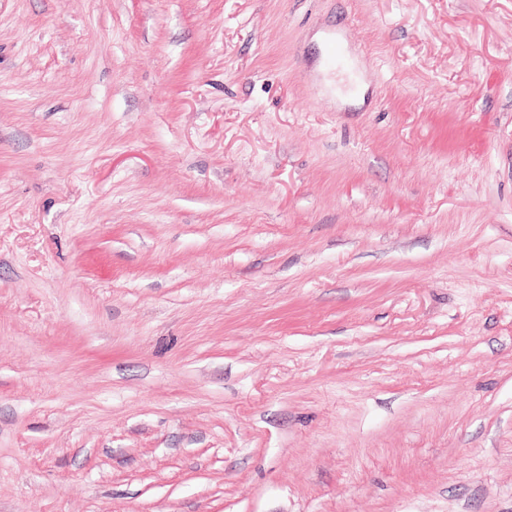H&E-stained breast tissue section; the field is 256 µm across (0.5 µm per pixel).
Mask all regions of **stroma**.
Listing matches in <instances>:
<instances>
[{
	"label": "stroma",
	"mask_w": 512,
	"mask_h": 512,
	"mask_svg": "<svg viewBox=\"0 0 512 512\" xmlns=\"http://www.w3.org/2000/svg\"><path fill=\"white\" fill-rule=\"evenodd\" d=\"M0 512H512V0H0Z\"/></svg>",
	"instance_id": "obj_1"
}]
</instances>
